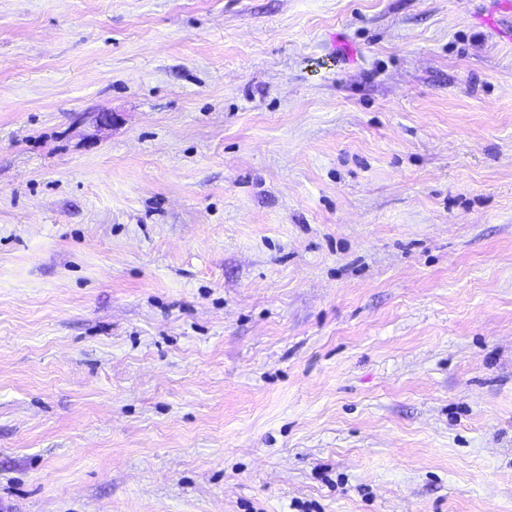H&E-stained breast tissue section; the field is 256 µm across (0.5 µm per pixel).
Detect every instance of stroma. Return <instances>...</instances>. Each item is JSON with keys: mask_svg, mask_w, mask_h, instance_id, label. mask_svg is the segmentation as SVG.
Masks as SVG:
<instances>
[{"mask_svg": "<svg viewBox=\"0 0 512 512\" xmlns=\"http://www.w3.org/2000/svg\"><path fill=\"white\" fill-rule=\"evenodd\" d=\"M0 512H512V0H0Z\"/></svg>", "mask_w": 512, "mask_h": 512, "instance_id": "obj_1", "label": "stroma"}]
</instances>
